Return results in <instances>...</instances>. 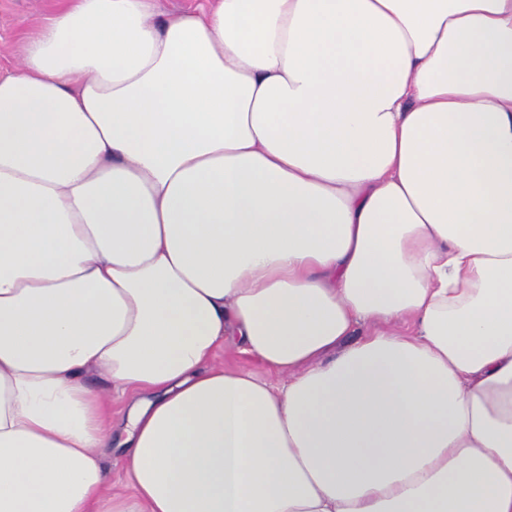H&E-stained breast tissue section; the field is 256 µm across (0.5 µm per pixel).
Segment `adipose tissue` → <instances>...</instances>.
I'll return each instance as SVG.
<instances>
[{
	"label": "adipose tissue",
	"instance_id": "ef3b65f1",
	"mask_svg": "<svg viewBox=\"0 0 512 512\" xmlns=\"http://www.w3.org/2000/svg\"><path fill=\"white\" fill-rule=\"evenodd\" d=\"M0 512H512V0L36 25L0 74ZM214 363L235 371L254 372L274 382H282L286 379L284 374L263 367L253 355L243 353L237 349L224 348V345H220L216 349ZM107 464L112 472V492L113 494H126L129 492L127 481L124 475V466L122 462V453L120 449L113 451L109 456Z\"/></svg>",
	"mask_w": 512,
	"mask_h": 512
}]
</instances>
